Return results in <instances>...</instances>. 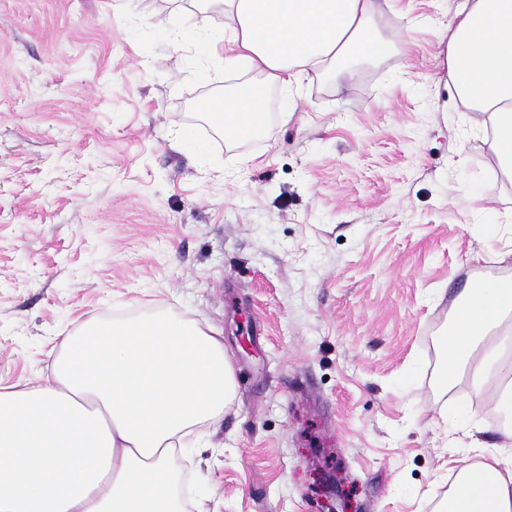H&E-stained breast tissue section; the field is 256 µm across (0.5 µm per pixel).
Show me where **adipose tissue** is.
I'll return each instance as SVG.
<instances>
[{
  "instance_id": "adipose-tissue-1",
  "label": "adipose tissue",
  "mask_w": 512,
  "mask_h": 512,
  "mask_svg": "<svg viewBox=\"0 0 512 512\" xmlns=\"http://www.w3.org/2000/svg\"><path fill=\"white\" fill-rule=\"evenodd\" d=\"M224 16L205 50L266 83L386 55L372 31L379 0H210ZM459 99L494 124L491 149L512 167V0H472L448 28ZM225 138L251 136L265 114L250 84L211 101ZM444 376L472 371L482 394L512 357V282L470 289L442 345ZM235 371L217 332L168 312L65 337L53 382L0 384V512H184L178 454L220 421ZM439 512H512V451L462 461Z\"/></svg>"
}]
</instances>
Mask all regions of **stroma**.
I'll return each instance as SVG.
<instances>
[{
  "label": "stroma",
  "mask_w": 512,
  "mask_h": 512,
  "mask_svg": "<svg viewBox=\"0 0 512 512\" xmlns=\"http://www.w3.org/2000/svg\"><path fill=\"white\" fill-rule=\"evenodd\" d=\"M464 2L387 0V55L290 91L173 46L220 28L203 0H0V382L50 380L86 320L179 314L236 384L189 512H435L449 459L512 442V364L480 400L442 380L464 289L512 280V171L445 83ZM244 80L268 119L228 142L192 105Z\"/></svg>",
  "instance_id": "obj_1"
}]
</instances>
